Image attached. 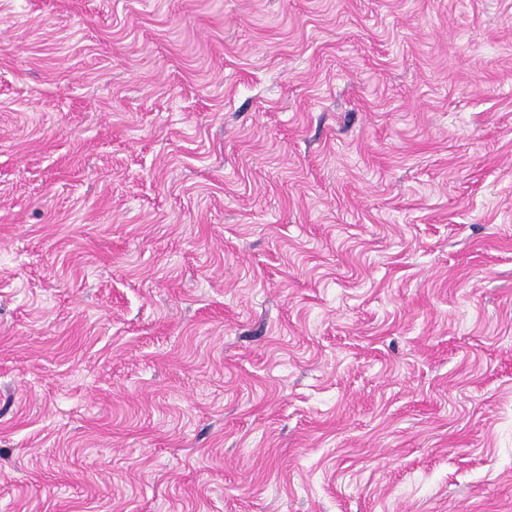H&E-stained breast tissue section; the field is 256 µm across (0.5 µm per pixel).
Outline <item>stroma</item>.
Instances as JSON below:
<instances>
[{"mask_svg": "<svg viewBox=\"0 0 512 512\" xmlns=\"http://www.w3.org/2000/svg\"><path fill=\"white\" fill-rule=\"evenodd\" d=\"M0 512H512V0H0Z\"/></svg>", "mask_w": 512, "mask_h": 512, "instance_id": "1", "label": "stroma"}]
</instances>
